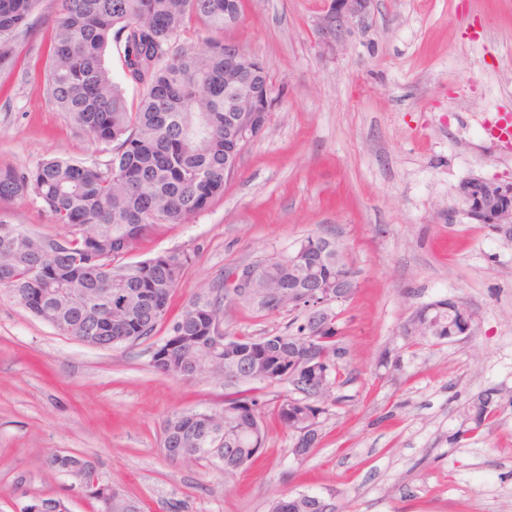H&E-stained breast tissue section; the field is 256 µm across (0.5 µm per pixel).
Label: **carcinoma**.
I'll use <instances>...</instances> for the list:
<instances>
[{
  "label": "carcinoma",
  "instance_id": "cac0c4a2",
  "mask_svg": "<svg viewBox=\"0 0 512 512\" xmlns=\"http://www.w3.org/2000/svg\"><path fill=\"white\" fill-rule=\"evenodd\" d=\"M40 0H0V70L13 66L19 38ZM226 0H58L49 46L46 94L76 129L111 152L103 162L45 159L26 170L0 167V200L40 201L61 238L25 230H0V288L19 303L43 298L37 313L56 322L77 341L98 325H112V344L149 340L164 321L170 296L188 256L157 254L135 265L123 260L160 224H182L224 195L233 176L224 155L230 132L224 127V40L209 38L191 51L180 43L190 21L221 33L234 18ZM115 45L122 82L105 64ZM238 64L260 71L257 93L261 125L269 122L266 75L260 63ZM138 90L129 103L125 86ZM336 239L311 234L288 255L256 262L260 287L244 288L224 276L215 297L189 306L152 354L165 374L195 377L215 373L233 388L240 381L287 384L292 394L269 405L254 395L226 393L224 407L173 412L161 424V444L173 463L194 462L226 472L256 456L265 443L264 418L272 416L295 436L293 454L307 456L319 442L320 416L342 402L336 389L347 374V338L336 322L306 313L285 332L263 336L214 335L224 325V300L254 302L268 311L306 308L290 289L306 283L336 282ZM463 303L449 298L422 306L402 326L408 337L426 318L433 322L423 339L454 342L464 327ZM302 392L297 397L295 393ZM494 390L473 397L459 411L455 443L490 431L499 405ZM47 467L68 475L78 465L89 477L94 462L79 455L47 457ZM272 512H336L310 494L277 500Z\"/></svg>",
  "mask_w": 512,
  "mask_h": 512
}]
</instances>
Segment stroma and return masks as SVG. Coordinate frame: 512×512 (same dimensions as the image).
<instances>
[{
    "label": "stroma",
    "instance_id": "1",
    "mask_svg": "<svg viewBox=\"0 0 512 512\" xmlns=\"http://www.w3.org/2000/svg\"><path fill=\"white\" fill-rule=\"evenodd\" d=\"M329 6L243 0L226 32L266 67L272 114L223 198L126 256L189 257L155 338L88 347L0 290V512L34 495L93 512L47 469L53 452L91 456L141 512H270L295 493L340 512H512V242L458 197L474 177L512 181V150L483 132L512 116V0H373L338 42L325 29ZM54 17L55 0H40L14 66L0 70V166L108 158L45 100ZM0 219L66 233L30 198L0 201ZM314 232L336 237L355 279L335 307L350 350L343 402L321 416L317 448L297 459L294 436L272 422L263 451L234 472L170 462L162 419L221 409L226 388L218 374L157 371V340L226 272ZM444 298L475 313V335L433 344L402 334L416 308ZM292 318L224 304L230 336L281 331ZM489 388L503 395L493 430L454 443L458 410Z\"/></svg>",
    "mask_w": 512,
    "mask_h": 512
}]
</instances>
